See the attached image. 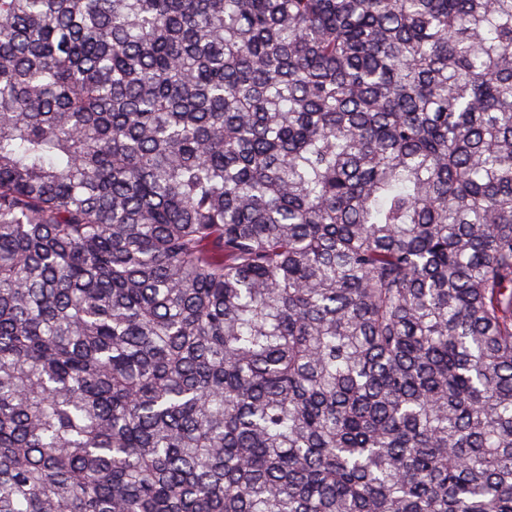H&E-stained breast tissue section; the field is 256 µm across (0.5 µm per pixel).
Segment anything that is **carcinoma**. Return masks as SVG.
<instances>
[{"label":"carcinoma","mask_w":512,"mask_h":512,"mask_svg":"<svg viewBox=\"0 0 512 512\" xmlns=\"http://www.w3.org/2000/svg\"><path fill=\"white\" fill-rule=\"evenodd\" d=\"M0 512H512V0H0Z\"/></svg>","instance_id":"obj_1"}]
</instances>
